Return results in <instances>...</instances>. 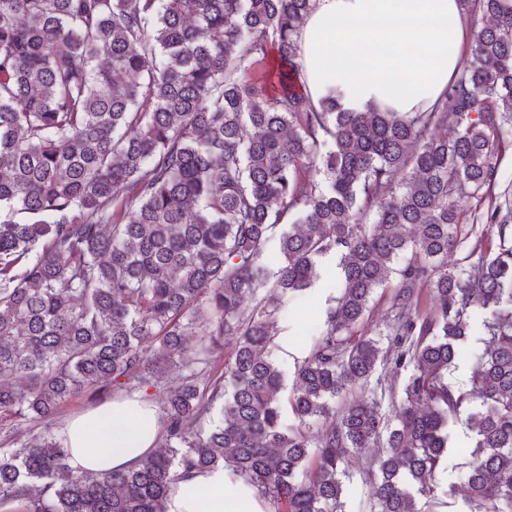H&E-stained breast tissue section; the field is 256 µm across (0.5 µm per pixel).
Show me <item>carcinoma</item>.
<instances>
[{"label":"carcinoma","mask_w":512,"mask_h":512,"mask_svg":"<svg viewBox=\"0 0 512 512\" xmlns=\"http://www.w3.org/2000/svg\"><path fill=\"white\" fill-rule=\"evenodd\" d=\"M313 2L0 0V505L166 512L179 476L226 465L277 512H339L350 454L381 443L374 512H420L474 402L450 492L512 512V10L460 0L490 22L445 96L399 113L312 100L295 36ZM478 227L494 254L448 263ZM330 253L341 294L284 402L282 297ZM475 330L460 391L448 369ZM380 365L411 369L401 402L336 410ZM102 388L154 390L159 448L77 473L35 428Z\"/></svg>","instance_id":"cac0c4a2"}]
</instances>
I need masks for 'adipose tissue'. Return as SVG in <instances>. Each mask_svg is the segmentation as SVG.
I'll list each match as a JSON object with an SVG mask.
<instances>
[{
	"label": "adipose tissue",
	"instance_id": "ef3b65f1",
	"mask_svg": "<svg viewBox=\"0 0 512 512\" xmlns=\"http://www.w3.org/2000/svg\"><path fill=\"white\" fill-rule=\"evenodd\" d=\"M472 38L459 0H315L297 36L301 80L315 98L348 86L362 102L417 112L442 96ZM157 418L143 394H119L67 418L56 435L76 471L103 473L155 450ZM166 512H266V504L219 467L176 481Z\"/></svg>",
	"mask_w": 512,
	"mask_h": 512
}]
</instances>
